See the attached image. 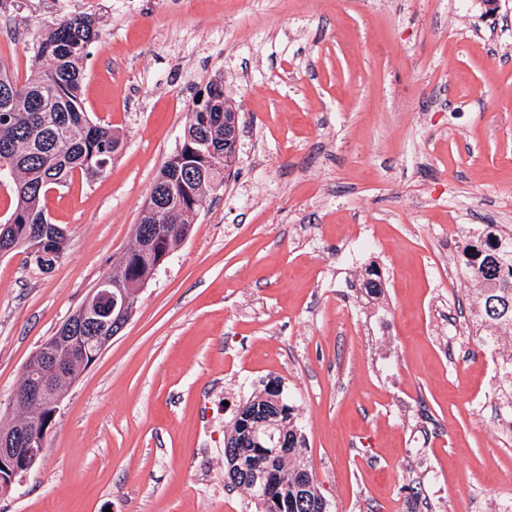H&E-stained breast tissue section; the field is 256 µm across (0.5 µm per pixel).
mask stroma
Here are the masks:
<instances>
[{
  "instance_id": "35a3bbf8",
  "label": "stroma",
  "mask_w": 512,
  "mask_h": 512,
  "mask_svg": "<svg viewBox=\"0 0 512 512\" xmlns=\"http://www.w3.org/2000/svg\"><path fill=\"white\" fill-rule=\"evenodd\" d=\"M78 13L102 32L84 107L122 146L46 193L68 241L51 270L0 257V415L132 245L216 80L238 153L0 512H255L224 487V437L272 378L331 512L512 499V442L475 405L495 364L474 289L444 274L464 260L449 225L512 227V0L494 20L479 0H0V62L25 78L35 32ZM355 227L379 291L345 261Z\"/></svg>"
}]
</instances>
